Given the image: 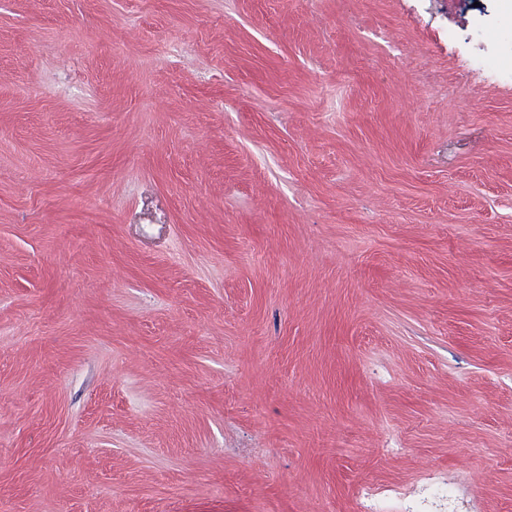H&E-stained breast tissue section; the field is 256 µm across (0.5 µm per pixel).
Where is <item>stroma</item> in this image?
<instances>
[{
	"label": "stroma",
	"instance_id": "stroma-1",
	"mask_svg": "<svg viewBox=\"0 0 512 512\" xmlns=\"http://www.w3.org/2000/svg\"><path fill=\"white\" fill-rule=\"evenodd\" d=\"M463 0H0V512H512V74ZM432 475L429 473H424L417 484H422V486H426V491L428 496L436 501L446 503L448 505V501L453 499H457L462 504V510L457 512H475L477 511L476 506L470 500H467L464 497L461 482L457 479H448V480H433ZM412 487H392L381 491L370 484L361 485L356 492L355 498L359 512H390L394 508V502L402 503L413 494ZM390 510V511H388Z\"/></svg>",
	"mask_w": 512,
	"mask_h": 512
}]
</instances>
